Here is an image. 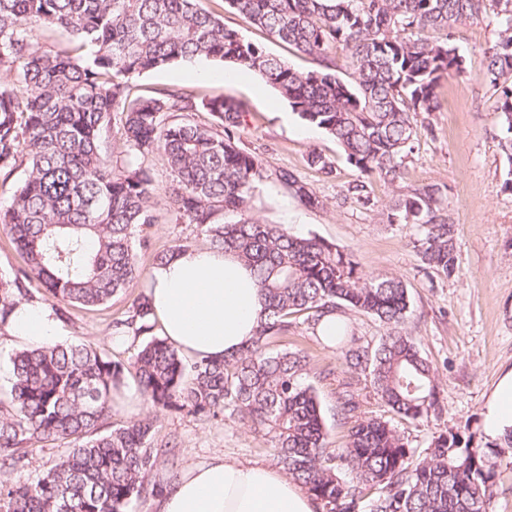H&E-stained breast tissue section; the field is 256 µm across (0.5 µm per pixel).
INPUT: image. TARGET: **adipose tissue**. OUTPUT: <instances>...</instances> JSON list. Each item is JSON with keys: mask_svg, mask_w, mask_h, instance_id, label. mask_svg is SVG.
Instances as JSON below:
<instances>
[{"mask_svg": "<svg viewBox=\"0 0 512 512\" xmlns=\"http://www.w3.org/2000/svg\"><path fill=\"white\" fill-rule=\"evenodd\" d=\"M151 318L180 353L222 360L247 345L262 310L259 289L236 256L185 248L154 265L146 280ZM10 332L33 346L59 330L45 307L18 303ZM159 512H317L315 501L286 475L224 456L189 467L159 500Z\"/></svg>", "mask_w": 512, "mask_h": 512, "instance_id": "1", "label": "adipose tissue"}]
</instances>
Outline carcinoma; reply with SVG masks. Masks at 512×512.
Returning a JSON list of instances; mask_svg holds the SVG:
<instances>
[{
	"label": "carcinoma",
	"mask_w": 512,
	"mask_h": 512,
	"mask_svg": "<svg viewBox=\"0 0 512 512\" xmlns=\"http://www.w3.org/2000/svg\"><path fill=\"white\" fill-rule=\"evenodd\" d=\"M233 11L317 68H292L224 25L198 0H0V181L24 166L25 179L0 204V231L26 268L0 274V329L31 284L68 304L102 305L140 277L142 227L154 223L152 176L145 161L159 152L172 176L170 207L213 248L237 255L253 271L263 318L253 340L222 361H196L190 381L179 352L164 338L142 343L127 365L91 345L60 342L19 350L0 386V512H128L158 495L153 480L167 450L155 445L154 418L100 432L114 395L133 376L154 410L187 409L207 420L225 412L266 431L285 475L319 512H494V469L483 449L458 432L435 437L424 454L396 428L361 415L369 394L402 421L442 413L437 369L404 330L411 314L403 280L368 275L354 253L251 214L262 160L239 146L245 109L226 91L194 96L176 89L133 95L131 79L205 58L252 71L299 117L342 147L360 173L340 200L372 201L373 179L402 174L418 134L417 116L440 108L443 81L467 76L453 29L487 12L500 18L499 40L484 50V76L495 97L501 146L512 157V0H225ZM66 33L72 50L55 51L36 32ZM346 51L350 80L336 71ZM182 112L180 119L171 114ZM208 112L220 128L187 113ZM120 131L125 158L108 155ZM310 167L329 174L315 149ZM279 187L308 209L324 202L293 171L274 172ZM436 184L388 206L393 224L418 228L412 244L425 270L457 273V224ZM224 216L219 221L217 216ZM351 313L387 327L374 345L348 332ZM326 341L342 354L336 373L343 446L330 447L315 386L305 381L313 357L304 349H270L300 324L312 335L328 318ZM152 330L140 297L115 332ZM70 441L68 451L33 480L12 478L38 443Z\"/></svg>",
	"instance_id": "carcinoma-1"
}]
</instances>
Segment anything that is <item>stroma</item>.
<instances>
[{
    "instance_id": "35a3bbf8",
    "label": "stroma",
    "mask_w": 512,
    "mask_h": 512,
    "mask_svg": "<svg viewBox=\"0 0 512 512\" xmlns=\"http://www.w3.org/2000/svg\"><path fill=\"white\" fill-rule=\"evenodd\" d=\"M199 5L221 15L226 27L262 44L292 67L314 69L310 58L252 26L224 0H199ZM499 31L500 24L492 15L455 30L454 42L467 60L469 78L448 77L441 108L430 116L437 138L419 134L400 179L392 184L375 180L374 202L367 206L354 200L338 203L342 186L357 178V169L346 161L335 140L301 120L259 75L202 60L150 71L133 82L138 94L172 88L196 95L231 91L247 112L240 147L262 158L267 171L293 170L324 202L323 208L307 209L284 193L262 189L252 199L253 214L268 224L288 225L296 234L350 248L365 273L402 278L412 310L406 329L438 369L445 408L439 416L414 422L394 420L389 409L373 398L363 401L361 411L368 417L394 421L408 446L419 453L434 436L450 430L461 432L472 446L490 455L500 442L499 437L487 434L485 415L498 383L512 372V193L503 189L504 182L512 179V159L499 143L498 114L484 78L482 56ZM313 149L329 159L331 174L309 167L307 154ZM147 165L153 177L156 221L143 228L150 242L149 250L139 256L145 273L154 265V252L175 245L209 244L194 225L180 223L170 211V173L163 156H151ZM424 184L445 188L448 212L459 229V273L451 279L426 273L413 247L411 229L387 221V205ZM145 291L140 283L96 307L59 304L40 288L32 294L34 303L62 309V340L88 343L113 361L126 364L139 343L129 337L122 345H114L113 325L126 318ZM287 345L312 353L314 370L307 380L317 389L331 444L341 445L346 429L336 415L337 383L331 375L341 365L339 353L303 327L289 336ZM171 439L177 442L174 453L182 472L214 455L267 466L272 463L268 435L229 417L204 422L185 410L159 412L155 441L162 444Z\"/></svg>"
}]
</instances>
